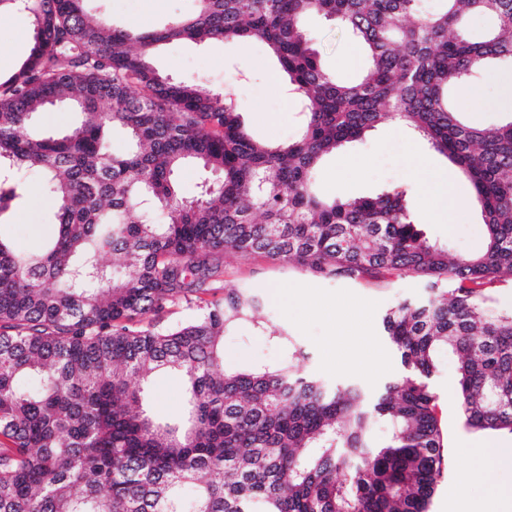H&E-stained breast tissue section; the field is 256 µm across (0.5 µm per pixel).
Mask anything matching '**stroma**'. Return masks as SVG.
<instances>
[{
	"mask_svg": "<svg viewBox=\"0 0 512 512\" xmlns=\"http://www.w3.org/2000/svg\"><path fill=\"white\" fill-rule=\"evenodd\" d=\"M106 17L112 25L137 24L143 29L160 27L166 22L191 12L194 0H105ZM25 16L11 11L0 12V76L16 70L28 52L27 44L17 42L14 32L26 24ZM304 27L311 35L323 67L342 82H352L368 69L364 48L352 37L320 17L306 19ZM163 72L196 80L204 88L220 92L232 87L242 105V118L253 139L268 142L293 140L299 133L302 115L296 95L289 91L271 51L259 41L242 43L174 42L162 46L155 59ZM481 102L465 98L455 89L456 105L476 124L491 125L506 117V110L494 107L497 89L493 79L481 83ZM428 159L430 166L412 169L411 154ZM447 160L434 152L416 132L388 122L377 126L362 140L336 150L316 171L318 193L327 199H351L379 194L400 186L408 189L407 204L415 223L426 237L447 243L451 253H476L485 244L486 228L475 205H468L457 223L434 219L436 197L433 172L448 169ZM28 193L13 212L0 216L5 230L16 247L34 249L54 232L53 204L35 205L42 194L39 178L27 179ZM226 289L252 288L266 303L270 320L285 329L306 348L309 358L306 373L332 382L357 381L381 385L401 372L398 358L385 347L379 332L384 310L397 301L426 295L423 279L413 278L392 283L324 281L311 276L298 265L285 264L265 256H228L224 262ZM355 302L364 317L351 323L342 302ZM352 324L355 335L374 345L380 356L361 363L349 353L336 350V336L341 325ZM280 350L264 337L248 328H240L224 338V363L249 367L277 361ZM439 396L442 427L449 452L446 467L433 496L430 512H455L460 497L483 506L496 488L512 487V469L480 466L475 454L456 453L458 444L466 441L494 440L512 442L506 431H477L467 427L456 399L455 360L441 355L433 377ZM182 378L168 371L159 373L151 384L152 411L162 419L175 417L181 406ZM474 471L469 485H461L460 477Z\"/></svg>",
	"mask_w": 512,
	"mask_h": 512,
	"instance_id": "35a3bbf8",
	"label": "stroma"
}]
</instances>
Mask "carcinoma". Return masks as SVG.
I'll return each mask as SVG.
<instances>
[{"label":"carcinoma","instance_id":"obj_1","mask_svg":"<svg viewBox=\"0 0 512 512\" xmlns=\"http://www.w3.org/2000/svg\"><path fill=\"white\" fill-rule=\"evenodd\" d=\"M18 1L32 44L0 77V215L36 174L58 234L36 251L0 237V512H429L446 461L440 352L457 359L466 423L512 432V310L487 306L488 285L512 281V116L473 125L450 100L512 63V0H440L432 13L420 0H196L150 31L110 26L90 0L0 7ZM469 15L495 26L474 41ZM310 16L364 44L366 76L343 83L323 68ZM182 40L266 43L298 94V136L259 143L233 93L160 73L159 45ZM62 103L78 123L38 132L34 114ZM389 121L468 178L483 250L449 255L402 190L318 194L323 158ZM114 126L129 134L121 153ZM188 163L219 175L191 200L176 182ZM229 250L325 280H427L428 297L381 320L401 374L371 392L299 373L305 353L261 315L263 297L222 287ZM242 323L282 359L226 368L224 336ZM161 370L183 378L175 420L145 404Z\"/></svg>","mask_w":512,"mask_h":512}]
</instances>
